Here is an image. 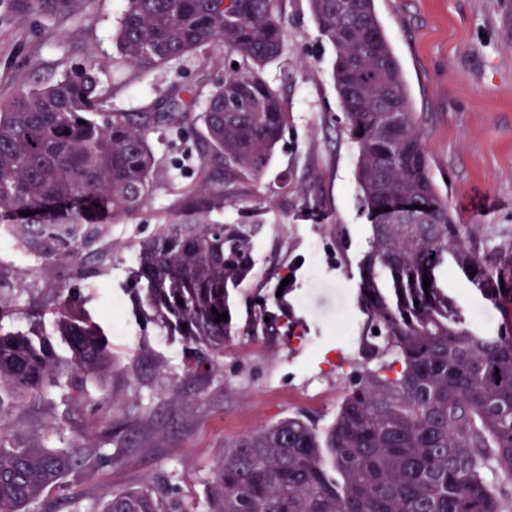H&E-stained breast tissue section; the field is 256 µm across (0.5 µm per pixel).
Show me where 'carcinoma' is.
<instances>
[{
    "label": "carcinoma",
    "mask_w": 512,
    "mask_h": 512,
    "mask_svg": "<svg viewBox=\"0 0 512 512\" xmlns=\"http://www.w3.org/2000/svg\"><path fill=\"white\" fill-rule=\"evenodd\" d=\"M280 0H123L114 39L118 63L142 71L217 46L224 79L195 111L199 89L174 86L164 112H120L99 66L79 62L59 80L0 102V228L46 262L73 265L98 245L95 225L137 216L158 186L151 135L204 127L203 153L238 180L257 181L288 126V104L264 79L287 34ZM47 17L75 14L77 0H15ZM320 35L335 49L333 81L358 149L356 180L370 224L359 260L360 302L379 334L362 344L336 409L321 430L293 415L234 440L207 492L208 512H512V241L486 247L457 222L432 175L424 129L374 0H309ZM227 202L224 181L203 175L167 223L135 244V295L152 318L215 363L238 335L232 293L252 278L263 221L212 220ZM29 215H23V212ZM452 252L488 282L506 329L478 336L432 284L393 290L378 278L418 272ZM56 334L62 360L40 326L0 332V512H29L81 464L78 448L12 442V413L67 384L70 409L86 405L88 381L112 368L107 339L76 311ZM228 318L215 321L217 315ZM98 512H172L143 488L112 494Z\"/></svg>",
    "instance_id": "cac0c4a2"
}]
</instances>
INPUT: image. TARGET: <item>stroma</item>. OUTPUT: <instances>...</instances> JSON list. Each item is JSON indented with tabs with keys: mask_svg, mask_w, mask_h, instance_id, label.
<instances>
[{
	"mask_svg": "<svg viewBox=\"0 0 512 512\" xmlns=\"http://www.w3.org/2000/svg\"><path fill=\"white\" fill-rule=\"evenodd\" d=\"M506 0H374L422 119L432 175L460 223L482 239H512V39ZM121 0H82L72 17L55 19L12 9L0 0V99L52 82L78 61L100 65L112 106L136 112L160 102L171 86L208 85L224 74L187 56L164 68L115 72L113 33ZM288 28L283 56L264 71L287 101L290 122L264 177L230 182L234 200L218 216L238 223L241 206L265 208L255 240L254 278L234 295L240 336L217 366H195L179 337L135 308L129 272L134 242L151 237L177 199L202 173L224 176L218 160L200 161V125L151 136L160 163L158 188L144 211L99 227L100 252L84 254L80 308L106 334L111 371L90 385L80 412L68 411L65 389L12 418L15 438L33 436L49 448L81 445L82 468L47 490L32 512H97L112 493L141 487L179 512H207V487L236 438L301 414L328 426L342 389L361 362L368 331L359 302L358 263L369 223L355 169L357 147L344 124L332 79L334 48L319 34L308 0H281ZM0 329L40 323L52 329L55 306L42 297L68 284L72 269L37 260L14 236L0 234ZM441 281L465 326L493 336L503 326L497 303L448 267ZM274 322L260 326V317Z\"/></svg>",
	"mask_w": 512,
	"mask_h": 512,
	"instance_id": "stroma-1",
	"label": "stroma"
}]
</instances>
